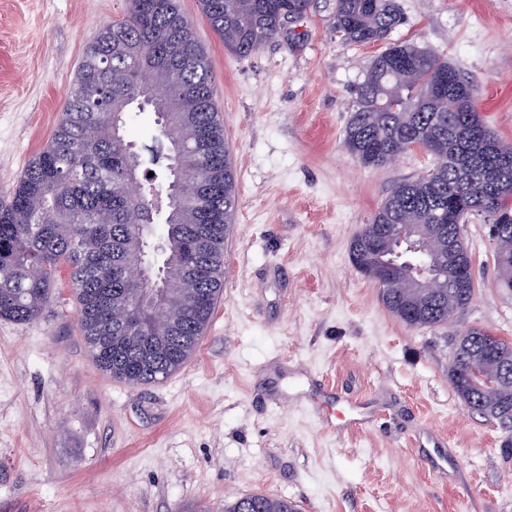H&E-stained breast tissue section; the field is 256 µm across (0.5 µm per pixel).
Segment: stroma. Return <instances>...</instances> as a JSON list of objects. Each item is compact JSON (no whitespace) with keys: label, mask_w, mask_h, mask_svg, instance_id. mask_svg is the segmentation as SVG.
<instances>
[{"label":"stroma","mask_w":512,"mask_h":512,"mask_svg":"<svg viewBox=\"0 0 512 512\" xmlns=\"http://www.w3.org/2000/svg\"><path fill=\"white\" fill-rule=\"evenodd\" d=\"M391 38L476 88L512 141V0H398ZM314 0L239 56L180 0L212 67L237 197L224 288L196 353L166 381L103 373L68 275L29 324L0 319V512H224L252 494L301 512H512V433L448 379L474 328L512 342L483 217L463 227L471 304L414 328L382 304L350 243L391 189L434 164L410 150L364 166L343 144L382 44L344 40ZM126 0H0V196L46 143L86 48Z\"/></svg>","instance_id":"35a3bbf8"}]
</instances>
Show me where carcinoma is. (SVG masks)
<instances>
[{
	"mask_svg": "<svg viewBox=\"0 0 512 512\" xmlns=\"http://www.w3.org/2000/svg\"><path fill=\"white\" fill-rule=\"evenodd\" d=\"M313 0H198L224 48L248 56L285 23L305 17ZM397 0H334L332 26L354 43H384L367 66L345 126L343 144L366 166L385 165L418 143L443 152L426 172L398 183L372 222L352 240L351 260L372 279L390 242L377 226L421 228L422 247L441 279L469 277L460 238L469 215L499 227L497 281L512 288V143L502 141L475 104L474 86L434 52L390 35L401 24ZM153 65L154 91L143 99L140 64ZM154 114L153 146L163 160L128 194L130 121ZM235 183L224 127L213 102L208 57L179 0H128L84 60L43 148L16 187L0 199V318L42 316L63 267L70 269L82 335L98 366L130 386L157 382L196 352L224 285V242L234 223ZM163 270L166 308L154 320L138 308L141 286L124 270L141 261ZM469 290L436 297L401 277L382 286L387 309L414 327L446 324L472 301ZM456 346L448 375L465 404L512 425V343L483 329ZM281 497L254 494L225 512H292Z\"/></svg>",
	"mask_w": 512,
	"mask_h": 512,
	"instance_id": "carcinoma-1",
	"label": "carcinoma"
}]
</instances>
